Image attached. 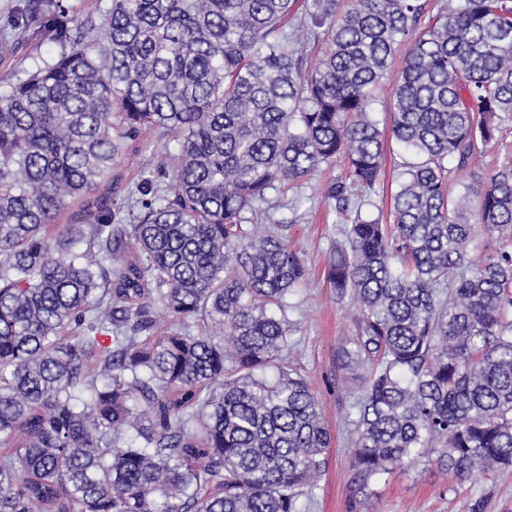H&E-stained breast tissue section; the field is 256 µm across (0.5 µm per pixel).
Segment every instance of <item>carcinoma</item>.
<instances>
[{
  "label": "carcinoma",
  "instance_id": "1",
  "mask_svg": "<svg viewBox=\"0 0 512 512\" xmlns=\"http://www.w3.org/2000/svg\"><path fill=\"white\" fill-rule=\"evenodd\" d=\"M296 4L111 0L97 25L28 0L0 31V62L60 47L0 73V512H310L332 435L288 356L307 270L250 222L338 162V214L375 188L369 105L404 43L393 223L356 214L326 267L356 310L350 512L403 466L512 467V155L448 192L512 137V0H305L303 39ZM143 126L176 142L175 177L141 179L129 253L108 193ZM59 52L60 47L46 38L38 37L32 40L20 41L16 51V58L22 59L23 64L16 72L23 77L22 69H30L36 65L51 64L57 59ZM504 151V145H494L491 148H489L481 164H476L471 169L467 170L465 173L455 177L452 184L453 191L457 193H462L463 186H476L485 181L488 175L493 171L494 159L498 154Z\"/></svg>",
  "mask_w": 512,
  "mask_h": 512
}]
</instances>
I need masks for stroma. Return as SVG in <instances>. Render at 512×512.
Wrapping results in <instances>:
<instances>
[{
    "instance_id": "obj_1",
    "label": "stroma",
    "mask_w": 512,
    "mask_h": 512,
    "mask_svg": "<svg viewBox=\"0 0 512 512\" xmlns=\"http://www.w3.org/2000/svg\"><path fill=\"white\" fill-rule=\"evenodd\" d=\"M158 130L143 129L128 142L113 175L112 208L117 223L128 221L138 197L142 174H153L170 161ZM405 155L394 140L386 142L385 177L378 190L354 198L363 217H387L389 194L397 187ZM342 173L341 166L324 168L313 180L287 195H271L265 209L268 221L282 227L309 270L307 287L289 296L291 320L298 322L293 358L307 373L323 405L334 437L328 468L315 490L312 512H349L348 480L351 468V431L348 422L353 398L336 368L337 348L353 334L351 308L338 302L324 279L330 249L341 238L340 217L321 198L323 187ZM382 512H512V470L465 481L420 464L394 473L378 485Z\"/></svg>"
}]
</instances>
